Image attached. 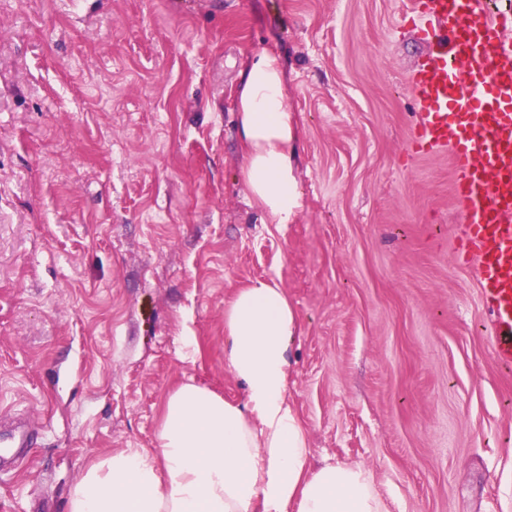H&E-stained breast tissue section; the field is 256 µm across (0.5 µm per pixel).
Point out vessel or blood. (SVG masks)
Returning <instances> with one entry per match:
<instances>
[{
  "mask_svg": "<svg viewBox=\"0 0 512 512\" xmlns=\"http://www.w3.org/2000/svg\"><path fill=\"white\" fill-rule=\"evenodd\" d=\"M433 43L410 77L418 107L414 151L448 149L463 217L461 260L474 266L493 323L490 355L512 368V15L487 0H413ZM23 426L0 436V467L28 447Z\"/></svg>",
  "mask_w": 512,
  "mask_h": 512,
  "instance_id": "1",
  "label": "vessel or blood"
}]
</instances>
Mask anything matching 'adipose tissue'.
I'll list each match as a JSON object with an SVG mask.
<instances>
[{"label": "adipose tissue", "instance_id": "1", "mask_svg": "<svg viewBox=\"0 0 512 512\" xmlns=\"http://www.w3.org/2000/svg\"><path fill=\"white\" fill-rule=\"evenodd\" d=\"M286 83L280 56L268 50L240 73L241 179L271 224L289 223L299 208ZM224 329V362L244 386L242 402L182 384L165 401L157 452L129 448L93 462L68 512H387L370 468L311 465L288 400L299 322L284 289L271 280L239 290Z\"/></svg>", "mask_w": 512, "mask_h": 512}]
</instances>
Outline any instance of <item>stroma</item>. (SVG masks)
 I'll list each match as a JSON object with an SVG mask.
<instances>
[{
  "label": "stroma",
  "instance_id": "35a3bbf8",
  "mask_svg": "<svg viewBox=\"0 0 512 512\" xmlns=\"http://www.w3.org/2000/svg\"><path fill=\"white\" fill-rule=\"evenodd\" d=\"M411 0H0V471L6 512H67L88 463L156 449L186 381L238 402L224 308L279 283L288 397L314 462L362 463L388 512H512V369L447 150L414 153ZM280 55L300 206L267 224L236 89ZM194 347H186L185 337ZM32 439V432L24 427L17 426L7 434L0 436V470L2 466L13 461L15 454L13 448H28Z\"/></svg>",
  "mask_w": 512,
  "mask_h": 512
}]
</instances>
